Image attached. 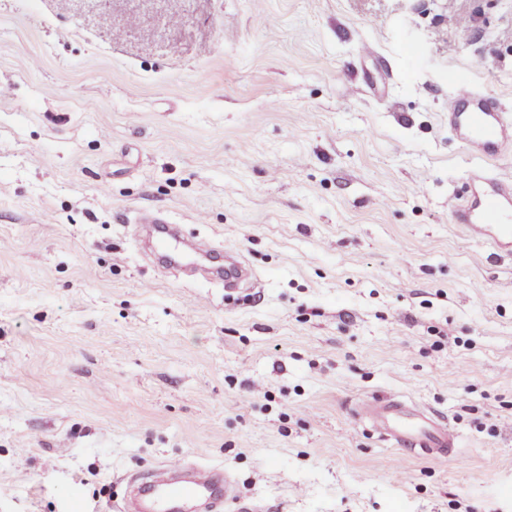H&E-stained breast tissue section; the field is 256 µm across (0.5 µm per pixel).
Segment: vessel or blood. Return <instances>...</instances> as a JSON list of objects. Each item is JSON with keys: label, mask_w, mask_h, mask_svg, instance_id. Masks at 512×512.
Returning a JSON list of instances; mask_svg holds the SVG:
<instances>
[{"label": "vessel or blood", "mask_w": 512, "mask_h": 512, "mask_svg": "<svg viewBox=\"0 0 512 512\" xmlns=\"http://www.w3.org/2000/svg\"><path fill=\"white\" fill-rule=\"evenodd\" d=\"M448 131L470 155L492 160L512 149V114L492 96L463 92L448 103ZM471 193L452 198L451 212L466 239L512 254V178L484 166L469 173ZM364 424L394 447L429 457H445L456 436L430 408L397 396L361 402L356 411ZM199 505L203 512H237L239 499L231 479L209 466L184 462L159 464L130 485V512H181Z\"/></svg>", "instance_id": "obj_1"}]
</instances>
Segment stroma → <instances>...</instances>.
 <instances>
[{"mask_svg":"<svg viewBox=\"0 0 512 512\" xmlns=\"http://www.w3.org/2000/svg\"><path fill=\"white\" fill-rule=\"evenodd\" d=\"M1 85L0 512H122L175 459L255 512H512V256L448 208L512 0H0ZM156 211L253 287L153 262ZM384 395L454 454L359 423ZM359 422L395 448L429 457H446L456 448V435L430 408L397 396L361 402Z\"/></svg>","mask_w":512,"mask_h":512,"instance_id":"obj_1","label":"stroma"}]
</instances>
